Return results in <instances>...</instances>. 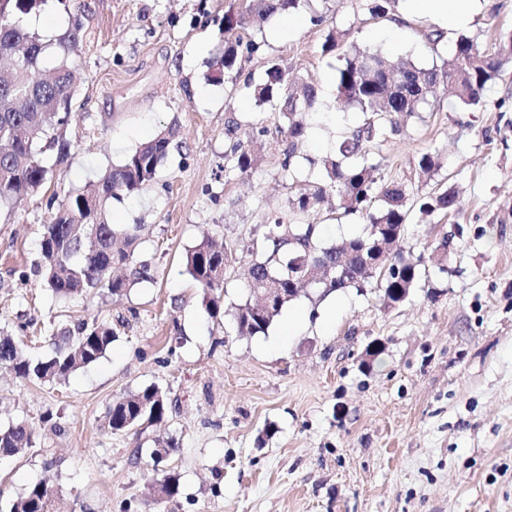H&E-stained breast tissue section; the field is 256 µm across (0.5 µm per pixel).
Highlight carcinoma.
I'll list each match as a JSON object with an SVG mask.
<instances>
[{
    "instance_id": "carcinoma-1",
    "label": "carcinoma",
    "mask_w": 512,
    "mask_h": 512,
    "mask_svg": "<svg viewBox=\"0 0 512 512\" xmlns=\"http://www.w3.org/2000/svg\"><path fill=\"white\" fill-rule=\"evenodd\" d=\"M47 0H0V58L12 60L0 71V215L21 209L28 198L48 191L56 172L68 157L66 139L73 104V91L80 78V65L71 50L87 38L86 21L93 14L92 0H59L68 20L59 35L61 58L51 75L36 81L46 45L40 35L20 24L19 18L40 11ZM396 0H368L372 18L386 17ZM309 10L310 22L320 27L327 15L313 8L312 0H242L239 7L224 11V53L216 61L213 79L242 81L246 97L258 107L279 112L281 123L276 141L284 176L310 183L308 191L288 200V211L274 219L261 241V257L251 264L250 287L269 289L270 299L261 306L253 294L236 305L234 321L242 336L268 331L283 309L296 298L300 287L293 276L303 261L319 271L316 285L325 297L347 288L358 291L370 281L383 290L388 306L404 302L419 280L418 264L398 250L410 216L409 197L422 214L449 216L460 205L457 191L442 184L426 193L413 194L403 184L385 181L376 146L386 130L395 132L407 119L429 105L427 93L436 86L451 90L452 108L474 109L482 104L487 86L494 83L505 64L512 61V35L501 39L497 52L485 54L471 37L460 36L441 65L422 67L411 60L394 61L380 52H362L356 47L343 53L337 68V98L364 114V122L336 143L332 153L319 162L302 153L308 136L309 117L317 112V86L294 76L287 67L272 62L259 78L242 76V62L260 49L243 33L259 27L280 9ZM240 125L227 129L224 150V180L238 171L254 168L258 155L254 141L269 134L263 125L249 126L239 135ZM175 131L162 130L128 152L121 163L106 170L88 191H54L45 200L47 218L42 225L41 260L33 275L55 299L68 301L106 291L122 297L141 284L156 282L157 270L141 258L144 227L117 225L109 220L112 202L150 186L162 161L168 156ZM51 153L54 161L44 159ZM420 175L427 179L441 168L438 157L425 153L418 161ZM329 196L343 216L365 221L359 235L339 244H326L317 224L319 206ZM388 255L375 273L367 263L379 246ZM232 255L209 234L203 235L184 254V271L202 290L207 314L217 317L224 309L226 271ZM114 330L94 317L71 327L48 328L47 339L54 352L45 358L23 354L15 334L0 329V366L20 378L39 384L57 383L78 369L99 361L112 344ZM166 394L157 386L128 393L112 402L103 420L111 433L132 431L142 437L164 418ZM37 444L36 428L26 421L0 426V456L28 455ZM51 489L41 482L10 504L9 512H47Z\"/></svg>"
}]
</instances>
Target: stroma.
Returning a JSON list of instances; mask_svg holds the SVG:
<instances>
[{
	"label": "stroma",
	"instance_id": "1",
	"mask_svg": "<svg viewBox=\"0 0 512 512\" xmlns=\"http://www.w3.org/2000/svg\"><path fill=\"white\" fill-rule=\"evenodd\" d=\"M233 2L94 0L56 183L63 193L85 189L139 142L175 128L154 183L112 205L121 223L145 225L141 256L157 281L121 299L57 302L29 273L46 217L41 196L0 221V327L100 316L116 331L103 358L58 384L0 369V424H35L49 410L62 427L41 430L37 453L0 457V512L42 481L49 512H512V64L478 109L450 110L436 90L430 110L381 145L387 180H415L430 151L442 162L434 182L460 193L455 217L410 214L401 249L420 279L409 299L385 305L372 283L337 292L341 310L326 327L328 302L307 289L290 304L305 317L297 336L283 340L280 319L242 336L233 313L245 296L247 249L299 186L282 178L270 136L257 144L258 168L228 182L216 176L229 120L280 123L239 86L211 78ZM328 8L327 26L284 34L270 17L253 34L260 52L243 64L258 76L275 61L318 86L322 111L302 148L314 159L363 121L336 98L341 56L322 51L328 28L425 67L441 63L458 36L428 44L434 18L397 10L374 19L363 0ZM510 32L512 0H486L462 31L487 54ZM206 231L233 256L217 319L181 263ZM446 233L453 248L443 273L431 245ZM374 343L381 350L368 355ZM153 384L168 410L149 436L175 443L159 464L133 458V433L102 427L113 401ZM169 475L179 491L162 501L157 488Z\"/></svg>",
	"mask_w": 512,
	"mask_h": 512
}]
</instances>
